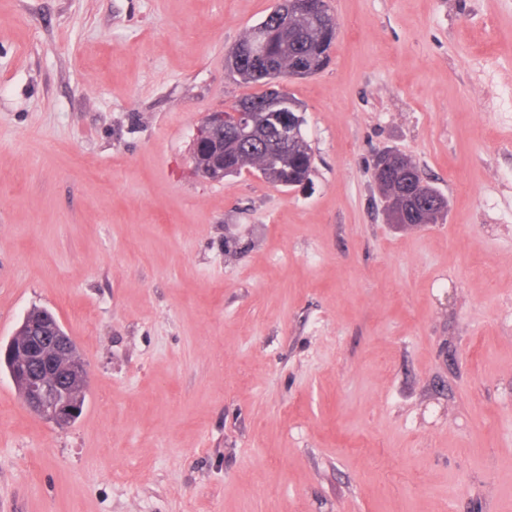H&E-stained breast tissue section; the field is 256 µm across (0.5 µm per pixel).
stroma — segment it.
Wrapping results in <instances>:
<instances>
[{"mask_svg":"<svg viewBox=\"0 0 512 512\" xmlns=\"http://www.w3.org/2000/svg\"><path fill=\"white\" fill-rule=\"evenodd\" d=\"M327 2L303 192L191 160L276 0H0V346L45 307L93 371L61 430L0 370V512H512V0ZM375 166L373 179H377L383 213L389 223L395 224L392 214L398 224L404 226L427 224L428 221L436 220L435 197L429 193L427 187L430 186L422 177L416 162L411 158L397 155L389 163L386 171H380L381 176L377 175L378 168L374 174ZM390 199L393 200L392 214L389 210L392 203Z\"/></svg>","mask_w":512,"mask_h":512,"instance_id":"1","label":"stroma"}]
</instances>
